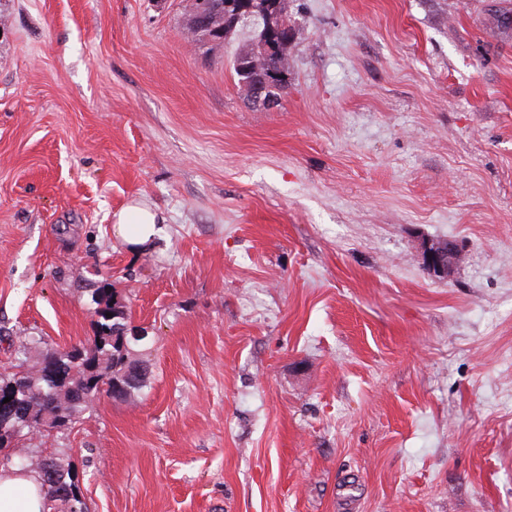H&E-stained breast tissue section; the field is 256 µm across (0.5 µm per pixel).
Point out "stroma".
<instances>
[{
	"instance_id": "stroma-1",
	"label": "stroma",
	"mask_w": 512,
	"mask_h": 512,
	"mask_svg": "<svg viewBox=\"0 0 512 512\" xmlns=\"http://www.w3.org/2000/svg\"><path fill=\"white\" fill-rule=\"evenodd\" d=\"M286 3L262 110L194 0H0V372L95 288L150 371L12 464L69 449L89 512H512V0ZM117 233L132 245L152 243L157 229V214L139 205H129L116 215ZM423 260L426 269L440 280L449 274L463 260L460 249L448 240H426L423 243Z\"/></svg>"
}]
</instances>
